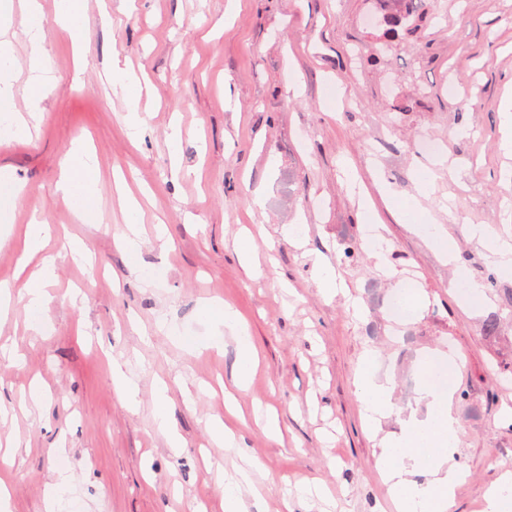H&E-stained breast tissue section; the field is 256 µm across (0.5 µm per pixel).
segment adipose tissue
<instances>
[{
    "instance_id": "obj_1",
    "label": "adipose tissue",
    "mask_w": 512,
    "mask_h": 512,
    "mask_svg": "<svg viewBox=\"0 0 512 512\" xmlns=\"http://www.w3.org/2000/svg\"><path fill=\"white\" fill-rule=\"evenodd\" d=\"M17 23L24 28L29 44V106L24 114L15 107L12 44L8 37ZM50 28L41 15L37 0H28L24 13L18 18L14 17L11 5L0 6V113L10 117L12 137L27 136L29 119L38 118L40 102L56 83L44 57V44ZM97 182L98 169L93 156L77 149L64 158L59 187L65 196L73 200L75 215L85 224L100 221L94 203ZM377 190L398 223L409 225L442 258L453 264L451 286L458 300L470 313L479 314L488 304L484 286L461 262L456 244L443 224L428 209L399 204L397 192L386 183H378ZM358 196V221L370 240L367 251L376 268L383 275H391L382 221L369 194L362 190ZM52 232L51 225L36 220L27 228L28 250L24 259L40 262L39 269L33 271L22 285V296L28 308L33 310L45 308L48 304L45 284L54 272L55 259L43 255L42 250L51 239ZM469 235L484 247L500 276H512V230L499 231L486 224H475L471 226ZM202 314L206 319L223 325L234 338L238 361L233 385L235 389H246L257 364V353L238 311L224 302L214 301L203 305ZM418 371V408L402 418L398 433L383 439L376 467L389 487L396 512H450L455 491L464 479L463 472L454 462V452L462 433V425L453 411L457 392L454 378L459 371L456 354L451 350L425 349L419 356ZM356 388L364 426L369 432H378L382 421L394 415L395 407L392 403L393 381L380 375L376 353L365 355ZM262 470L260 462L250 460L245 466L225 471L222 512H243L242 492L253 488V477ZM418 472L427 473V480L414 481L413 476Z\"/></svg>"
}]
</instances>
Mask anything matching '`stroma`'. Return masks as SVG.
Returning a JSON list of instances; mask_svg holds the SVG:
<instances>
[{
  "instance_id": "1",
  "label": "stroma",
  "mask_w": 512,
  "mask_h": 512,
  "mask_svg": "<svg viewBox=\"0 0 512 512\" xmlns=\"http://www.w3.org/2000/svg\"><path fill=\"white\" fill-rule=\"evenodd\" d=\"M97 0L74 48L51 32L44 45L57 79L40 104L28 142L0 139V208L9 190L27 195L0 223V284L20 286L18 261L32 213L81 239L93 260L85 272L56 261L47 308L14 301L0 318V482L12 512H43L66 461L65 512H221L216 473L260 460L247 512H320L300 507L289 480L322 485L345 512H395L374 468L380 439L361 420L355 378L366 351L394 381L401 413L415 409L419 352L455 346L462 362L454 411L464 434L455 454L467 477L451 512H480L487 485L512 469V319L502 336L483 335V316L464 312L452 270L429 245L386 221L395 278L369 256L346 260L344 245L362 226L348 177L383 180L402 196L432 150L455 160L426 200L441 215L470 273L486 279L472 224L512 225V154L505 153L503 109L512 101V0H438V17L384 42L361 18L375 0ZM134 71L142 94L112 89L114 69ZM138 133H131V113ZM181 130L180 174L168 138ZM96 157L102 220L84 224L58 189L73 148ZM144 209L142 252L130 261L118 244L125 210L118 183ZM264 185L265 208H251ZM304 227L305 248L284 234ZM250 235L258 271L247 274L235 245ZM323 254L350 286L325 297L313 259ZM156 269L160 279L145 280ZM418 284L421 316L395 325L387 301L396 280ZM79 302H72L73 292ZM234 304L249 327L259 365L237 401L245 451L214 443L208 423L226 418L221 392L231 383L232 338L213 345L201 306ZM355 300L361 315L347 309ZM126 362L140 404L128 410L112 384V361ZM169 387L181 440L172 451L154 424V391ZM275 407L279 439L253 418Z\"/></svg>"
}]
</instances>
